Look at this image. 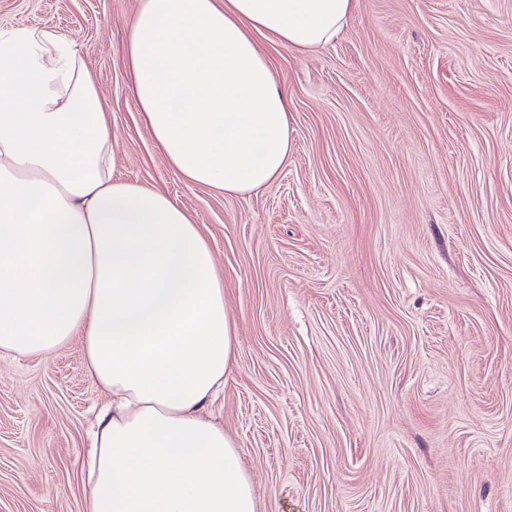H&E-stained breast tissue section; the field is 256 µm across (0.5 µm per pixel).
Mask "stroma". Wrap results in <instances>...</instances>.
<instances>
[{
	"label": "stroma",
	"instance_id": "obj_1",
	"mask_svg": "<svg viewBox=\"0 0 512 512\" xmlns=\"http://www.w3.org/2000/svg\"><path fill=\"white\" fill-rule=\"evenodd\" d=\"M138 0H0L75 44L113 177L198 224L236 323L210 412L258 512H512V0H354L329 45L259 38L293 147L243 195L158 149L126 65ZM103 394L82 337L0 354V512H84Z\"/></svg>",
	"mask_w": 512,
	"mask_h": 512
}]
</instances>
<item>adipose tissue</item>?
Segmentation results:
<instances>
[{"label":"adipose tissue","mask_w":512,"mask_h":512,"mask_svg":"<svg viewBox=\"0 0 512 512\" xmlns=\"http://www.w3.org/2000/svg\"><path fill=\"white\" fill-rule=\"evenodd\" d=\"M353 0H140L127 42L139 112L187 182L246 193L293 130L257 39L333 42ZM109 114L74 44L0 34V353L83 337L112 400L85 512H257L237 440L204 416L235 324L210 247L162 192L113 180Z\"/></svg>","instance_id":"obj_1"}]
</instances>
